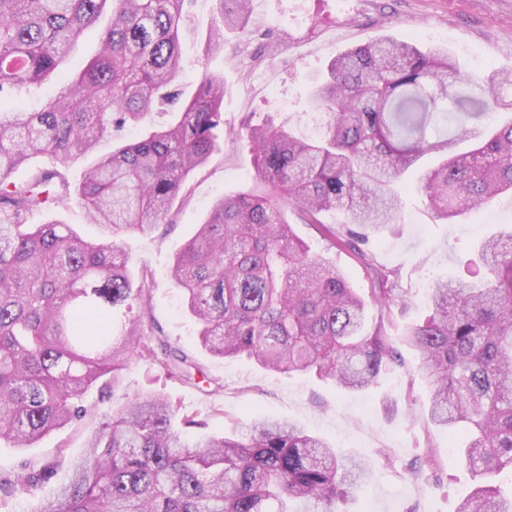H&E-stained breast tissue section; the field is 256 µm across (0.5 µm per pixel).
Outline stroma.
Instances as JSON below:
<instances>
[{
	"mask_svg": "<svg viewBox=\"0 0 512 512\" xmlns=\"http://www.w3.org/2000/svg\"><path fill=\"white\" fill-rule=\"evenodd\" d=\"M216 0H194L182 39L180 88L192 95L203 74L225 83L224 126L266 117L290 122L304 136L315 133L317 107L310 97L313 77L343 51L390 36L427 51L448 50L460 70L484 79L512 71V12L499 0H251L244 33L224 36V49L210 48ZM419 171L398 185L401 222L378 232L372 244L381 264L396 269L410 305L387 327L389 336L424 318L427 288L437 279L466 277L475 248L490 234L512 226V195L491 209L469 212L459 222L435 220L418 190ZM252 155L245 141L225 139L206 167L195 173L173 206L172 223L120 243L134 272L154 283L155 324L172 345L197 363L209 384L196 386L163 375L148 358L132 359L115 387L92 388L83 398L86 415L30 448L0 446V474L21 462H52L56 473L36 496L19 494L0 512H35L39 500L55 495L70 465L83 457L101 414L148 389L165 395L182 411L197 414L209 432L232 434L239 422L259 414L288 420L321 435L351 455L371 460L372 473L359 485L348 512H456L474 485L456 459L446 431L428 416L427 388L411 370L415 353L401 348L404 367L365 390L341 391L312 373L274 375L246 357L220 358L202 348L194 318L182 305L170 268L175 250L191 238L219 198L255 188ZM296 234L329 263L344 271L360 294L370 280L353 250L327 248L306 224Z\"/></svg>",
	"mask_w": 512,
	"mask_h": 512,
	"instance_id": "1",
	"label": "stroma"
}]
</instances>
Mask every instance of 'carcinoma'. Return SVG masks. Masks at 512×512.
I'll return each instance as SVG.
<instances>
[{"label":"carcinoma","instance_id":"1","mask_svg":"<svg viewBox=\"0 0 512 512\" xmlns=\"http://www.w3.org/2000/svg\"><path fill=\"white\" fill-rule=\"evenodd\" d=\"M193 0H0V105L59 74L58 91L28 112L0 108V441L30 448L82 417L81 395L118 373L142 348L164 373L191 379L192 364L156 334L152 282L136 278L118 246L166 222L191 176L224 134V81L204 75L181 99L180 42ZM214 46L243 31L249 0H217ZM100 51L79 73L59 68L106 8ZM512 73L474 80L448 52H423L385 37L339 54L313 78L322 117L316 139L267 120L245 132L256 188L218 200L175 254L173 277L214 356H245L274 373L313 372L349 391L404 367L386 323L408 306L396 272L373 254L370 300L294 231L287 213L320 227L336 248L397 223L392 188L435 156L420 186L433 218L453 220L512 191V121L489 137L480 119L511 109ZM178 120L102 156L74 187L68 172L104 137L136 125L159 105ZM45 157L23 184L11 175ZM104 238L69 224H31L71 197ZM342 211L346 233L323 215ZM470 279L439 280L421 321L400 344L417 352L414 372L431 389L432 422L476 484L458 512H512L488 476L512 479V231L481 242ZM377 316L367 313V302ZM127 319L119 335L113 312ZM55 497L36 512H336L368 468L289 421L254 417L247 432L216 435L158 393L139 394L102 415ZM51 463L0 474V502L37 491Z\"/></svg>","mask_w":512,"mask_h":512}]
</instances>
